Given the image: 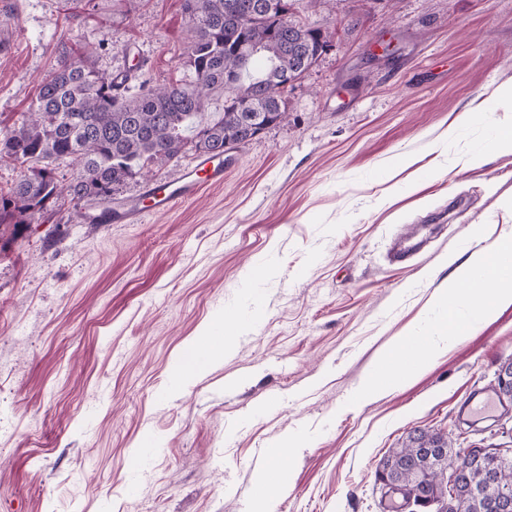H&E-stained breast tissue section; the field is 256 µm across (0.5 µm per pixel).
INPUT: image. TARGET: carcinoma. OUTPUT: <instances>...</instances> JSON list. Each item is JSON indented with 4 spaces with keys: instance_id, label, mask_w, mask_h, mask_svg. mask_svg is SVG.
Returning a JSON list of instances; mask_svg holds the SVG:
<instances>
[{
    "instance_id": "obj_1",
    "label": "carcinoma",
    "mask_w": 512,
    "mask_h": 512,
    "mask_svg": "<svg viewBox=\"0 0 512 512\" xmlns=\"http://www.w3.org/2000/svg\"><path fill=\"white\" fill-rule=\"evenodd\" d=\"M191 39L185 65L191 77L160 86L143 80L133 88L94 66L89 58L63 55L58 68L0 140V163L22 169L0 190V224H29L63 196L112 199V187L177 162L187 152L235 150L268 123L286 119L287 86L313 66L329 43L328 31L286 15L283 0H184ZM224 94V112L202 123L209 98ZM77 166L80 178L65 184L60 166ZM447 453L431 462L425 446ZM453 463L467 470L456 492L465 512H485L484 502L512 489V465L486 470L467 467L441 431L408 436L379 463L406 496L430 498L448 491L432 480L434 470Z\"/></svg>"
}]
</instances>
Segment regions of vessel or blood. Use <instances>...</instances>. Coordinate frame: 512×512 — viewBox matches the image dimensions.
I'll return each instance as SVG.
<instances>
[{
  "label": "vessel or blood",
  "instance_id": "vessel-or-blood-1",
  "mask_svg": "<svg viewBox=\"0 0 512 512\" xmlns=\"http://www.w3.org/2000/svg\"><path fill=\"white\" fill-rule=\"evenodd\" d=\"M224 182V158L220 155H197L185 174L176 181L151 179L137 197L117 203H104L95 211L81 213L89 224H136L150 212H166L195 197L203 187ZM498 409L494 393L479 391L470 395L461 407L464 414L486 418Z\"/></svg>",
  "mask_w": 512,
  "mask_h": 512
}]
</instances>
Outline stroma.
<instances>
[{
	"instance_id": "1",
	"label": "stroma",
	"mask_w": 512,
	"mask_h": 512,
	"mask_svg": "<svg viewBox=\"0 0 512 512\" xmlns=\"http://www.w3.org/2000/svg\"><path fill=\"white\" fill-rule=\"evenodd\" d=\"M289 2L330 47L223 185L138 224L85 223L67 197L0 225V512H249L287 435L269 512H382L377 465L414 430L500 442L459 410L512 361L511 303L407 384L356 390L429 318L446 258L512 231V152L463 163L512 116V0ZM188 29L183 0H0V130L73 48L187 77ZM414 232L421 252L390 264ZM226 317L244 326L229 356L178 385Z\"/></svg>"
}]
</instances>
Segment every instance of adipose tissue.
Here are the masks:
<instances>
[{
	"label": "adipose tissue",
	"instance_id": "ef3b65f1",
	"mask_svg": "<svg viewBox=\"0 0 512 512\" xmlns=\"http://www.w3.org/2000/svg\"><path fill=\"white\" fill-rule=\"evenodd\" d=\"M490 251L510 256L509 264L485 269L484 251L473 252L459 265L447 288L436 292L431 301L433 317L421 327L392 341L378 360L379 375H368L359 385L358 402L406 383L414 374L434 362L448 348V325L457 305H466L474 320L493 314L495 303L512 302V235L495 242ZM484 271L482 283H475L477 271Z\"/></svg>",
	"mask_w": 512,
	"mask_h": 512
}]
</instances>
